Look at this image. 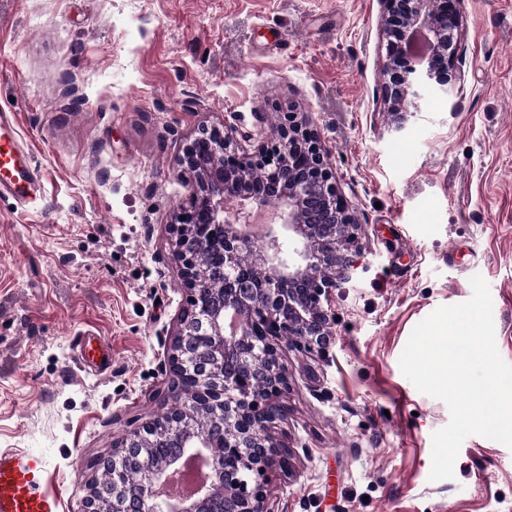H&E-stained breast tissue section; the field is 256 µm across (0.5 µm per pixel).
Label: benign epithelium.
<instances>
[{
	"instance_id": "obj_1",
	"label": "benign epithelium",
	"mask_w": 512,
	"mask_h": 512,
	"mask_svg": "<svg viewBox=\"0 0 512 512\" xmlns=\"http://www.w3.org/2000/svg\"><path fill=\"white\" fill-rule=\"evenodd\" d=\"M383 2L382 100L394 116L393 130L400 132L427 92L445 91L462 77L463 0ZM415 30L426 31L431 41L429 58L419 68L400 59L402 42ZM180 167L190 194L170 234L190 306L176 319L168 372L172 389L192 380V396L123 439L125 447L143 451L135 480L113 459L97 464L110 473V483L91 484L86 512H274L267 473L291 466L288 449L274 437L289 385L275 339L323 354L331 336L329 302L362 268L358 219L317 133L298 113L288 112L252 154L231 126L203 127L188 140ZM247 171L254 172L253 180L244 179ZM226 200L239 204L232 215L224 211ZM249 203L272 215L260 246L239 227V219L251 214ZM204 238L224 246V283L216 290L206 286L196 260L194 242ZM239 336L252 337L261 374L233 376L241 359L234 347ZM163 423L177 452L161 462L148 448ZM216 430L224 433V452L213 458L205 444ZM185 454L208 457L211 465L199 497L186 502L166 490L169 471Z\"/></svg>"
}]
</instances>
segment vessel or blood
<instances>
[{
	"label": "vessel or blood",
	"mask_w": 512,
	"mask_h": 512,
	"mask_svg": "<svg viewBox=\"0 0 512 512\" xmlns=\"http://www.w3.org/2000/svg\"><path fill=\"white\" fill-rule=\"evenodd\" d=\"M41 173L21 147L10 113H0V196L27 202ZM77 360L85 371L104 374L112 349L91 336L74 339ZM46 458L26 448H0V512H60L59 497L46 486Z\"/></svg>",
	"instance_id": "vessel-or-blood-1"
}]
</instances>
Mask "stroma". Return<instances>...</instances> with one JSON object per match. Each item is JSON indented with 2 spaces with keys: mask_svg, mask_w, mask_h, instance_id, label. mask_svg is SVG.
Wrapping results in <instances>:
<instances>
[{
  "mask_svg": "<svg viewBox=\"0 0 512 512\" xmlns=\"http://www.w3.org/2000/svg\"><path fill=\"white\" fill-rule=\"evenodd\" d=\"M383 28L382 0H0V109L43 177L28 207L0 200V448L45 456L62 512H85L97 462L174 406L188 136L227 123L252 151L288 110L318 134L367 270L337 289L325 354L281 347L275 512H512L500 442L467 437L454 478L430 480L449 410L399 366L476 274L512 364V0H465L464 78L398 137ZM86 331L112 345L107 374L79 370Z\"/></svg>",
  "mask_w": 512,
  "mask_h": 512,
  "instance_id": "35a3bbf8",
  "label": "stroma"
}]
</instances>
